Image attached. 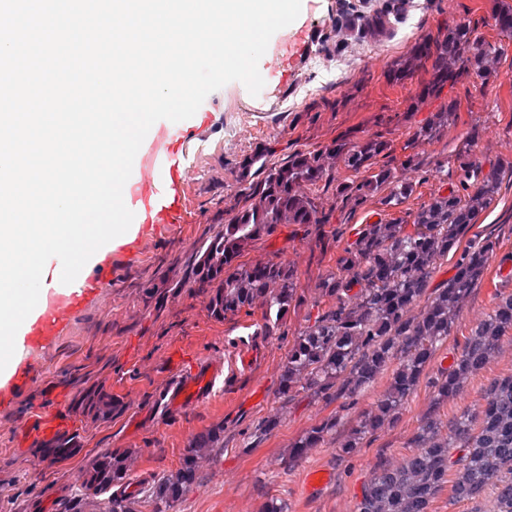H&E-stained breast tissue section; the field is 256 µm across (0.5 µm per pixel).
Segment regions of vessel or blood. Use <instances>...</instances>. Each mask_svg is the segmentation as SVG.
<instances>
[{"instance_id": "obj_1", "label": "vessel or blood", "mask_w": 512, "mask_h": 512, "mask_svg": "<svg viewBox=\"0 0 512 512\" xmlns=\"http://www.w3.org/2000/svg\"><path fill=\"white\" fill-rule=\"evenodd\" d=\"M307 38V30L298 31L284 51L276 53L266 64L265 80L269 87L281 89L280 73L285 62L305 47ZM191 175L192 171L178 148L168 146L129 177L123 188L124 203L133 213H144L147 222L173 223L184 205V186ZM111 285L112 265L107 262L93 273L84 275L81 292L67 295L47 291L38 313L25 325L26 346L39 347L58 336L75 308L87 299L100 297ZM223 373V362L212 360L171 375L155 401L157 409L176 411L209 403L214 386ZM35 381L32 369L26 364H18L10 380L0 385V402L12 400L15 393L32 387Z\"/></svg>"}]
</instances>
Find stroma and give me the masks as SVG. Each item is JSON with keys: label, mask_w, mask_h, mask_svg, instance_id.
I'll return each mask as SVG.
<instances>
[{"label": "stroma", "mask_w": 512, "mask_h": 512, "mask_svg": "<svg viewBox=\"0 0 512 512\" xmlns=\"http://www.w3.org/2000/svg\"><path fill=\"white\" fill-rule=\"evenodd\" d=\"M342 0H301L303 20L313 29L310 49L287 67L288 80L279 94L252 96L231 82L209 94L199 112L180 124L189 140L187 153L194 177L185 187V202L173 224H136L112 248V289L106 301H91L76 309L65 333L40 350L18 346L38 377L34 391L0 404V512H63L65 502L81 482V471L92 456L108 448L135 453L132 479L136 488L176 470L189 440L213 425L224 427V450L204 465L200 484L166 512H261L267 499L281 502L286 512H354L363 483L376 465L408 453L409 440L429 411V383L438 375L429 368L397 426L364 440L360 453L339 455L336 444L314 449L296 466L284 455L311 426L336 410L356 418L382 393L386 380L341 409L339 401L298 395L281 403L277 388L282 365L307 318L316 314L319 281L336 269L347 241L363 225L384 219L378 201L351 208L338 203L320 182L314 189L330 221L303 227L282 224L249 247V264L279 262L296 272L299 288L283 322V335H265L261 307L251 314L215 316L210 309L213 287L200 282L195 264L210 239L224 228L235 202L238 166L259 147L273 145L277 159L296 149H317L339 134L390 142L394 157L415 154L426 181L404 203L417 210L431 192L451 186L437 163L454 160L472 149L483 164L512 159V45L499 65V85L493 90L464 84L455 94L460 118L434 143L409 146L415 125L437 109L428 104L409 112L410 98L425 71L412 82L390 84L385 74L406 55L423 33L463 20L477 23L491 42L498 35L489 24L494 0H409L405 16L393 34L368 45L349 41L341 52L326 53L337 40L334 19ZM338 75L326 85L325 71ZM494 204L480 214L469 238L498 239L481 284L459 317V326L441 350L442 365L450 366L476 317L493 307L497 295L512 291V282L497 273L499 257L512 256V169L503 168ZM218 356L224 375L210 404L174 413H157L154 402L170 371ZM512 373V335L502 354L475 376L446 411L477 410L487 379ZM101 386L122 402L106 420L92 421L76 406L80 392ZM285 409L281 425L257 439L256 430L277 409ZM72 435L76 453L49 460L38 449L49 435ZM321 469L324 484L310 487L306 475Z\"/></svg>", "instance_id": "obj_1"}]
</instances>
